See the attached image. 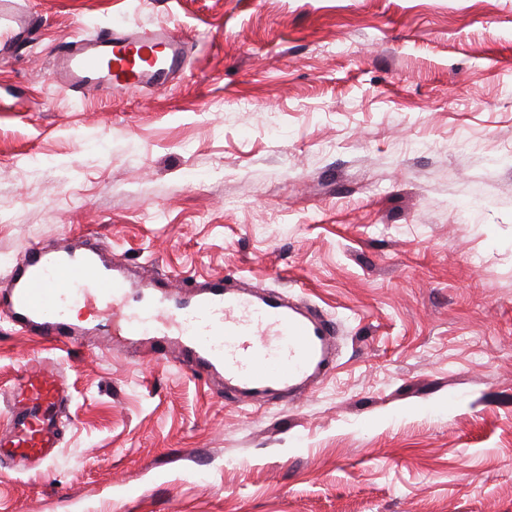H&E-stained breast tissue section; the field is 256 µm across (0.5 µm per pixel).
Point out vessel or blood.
I'll use <instances>...</instances> for the list:
<instances>
[{
  "label": "vessel or blood",
  "mask_w": 512,
  "mask_h": 512,
  "mask_svg": "<svg viewBox=\"0 0 512 512\" xmlns=\"http://www.w3.org/2000/svg\"><path fill=\"white\" fill-rule=\"evenodd\" d=\"M32 35L29 11L17 0H0V55ZM192 49L187 36L163 27L107 28L59 44L53 58L58 84L82 99L168 89L185 72ZM138 285L125 264L107 258L93 234L66 245L36 242L0 289V316L45 342L61 343L81 332L68 317L70 304L104 305L112 311L113 335L175 336L196 375H222L257 403L273 389L293 392L330 365L335 323L262 286L235 289L214 275L185 294L177 280L172 294L124 306L125 295ZM70 405L68 377L28 360L0 423V465L15 473L49 469L64 440Z\"/></svg>",
  "instance_id": "1"
}]
</instances>
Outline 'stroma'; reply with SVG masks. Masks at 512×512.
Returning a JSON list of instances; mask_svg holds the SVG:
<instances>
[{
	"mask_svg": "<svg viewBox=\"0 0 512 512\" xmlns=\"http://www.w3.org/2000/svg\"><path fill=\"white\" fill-rule=\"evenodd\" d=\"M0 58V278L92 232L337 323L332 369L255 406L176 352L0 319V394L72 385L0 512H512V0H20ZM197 49L173 86L75 99L52 50L116 22ZM33 35L32 20L28 10L16 0L0 1V55L12 53Z\"/></svg>",
	"mask_w": 512,
	"mask_h": 512,
	"instance_id": "35a3bbf8",
	"label": "stroma"
}]
</instances>
